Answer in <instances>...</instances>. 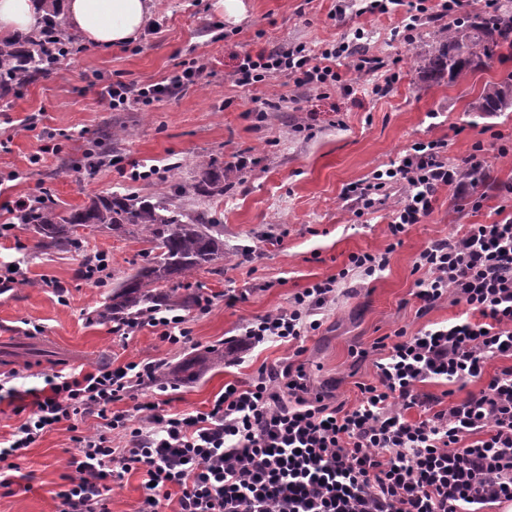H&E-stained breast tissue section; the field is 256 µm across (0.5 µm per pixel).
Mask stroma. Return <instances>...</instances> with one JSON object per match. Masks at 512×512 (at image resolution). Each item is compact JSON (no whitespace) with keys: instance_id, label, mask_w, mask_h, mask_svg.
Wrapping results in <instances>:
<instances>
[{"instance_id":"stroma-1","label":"stroma","mask_w":512,"mask_h":512,"mask_svg":"<svg viewBox=\"0 0 512 512\" xmlns=\"http://www.w3.org/2000/svg\"><path fill=\"white\" fill-rule=\"evenodd\" d=\"M244 2L245 17L230 24L215 0H155L151 25L136 43L109 50L81 43L53 74L0 97V175L6 177L0 185V224L17 202L33 195L63 211L110 192L159 198L175 184L193 182L203 163L246 162L224 196L180 200L184 209L205 210L224 226L223 260L189 281L210 299V310L188 311L190 338L181 344L163 341L147 325L125 335L88 318L105 287L116 286L142 264L145 245L137 233L84 228L80 245L68 252L41 248L24 224L17 225L14 238L0 239V259L22 261L26 272L24 281L0 294V380L27 389L42 386L44 375L55 371L76 374L131 360L176 368L219 348L235 351L237 362L180 382L168 392L166 412L208 410L225 383L298 362L310 376L312 392L330 391L333 403L351 408L360 398L358 383L376 379L373 358L361 357V350L397 329L413 333L464 312V305L445 300L416 316L413 263L428 241L496 220L501 199L493 186L512 182V157L488 156L491 188L481 209L442 191L430 217L413 225L392 252L387 269L326 308L319 334L304 339L303 353L277 342L243 344L249 322L287 308L296 292L336 274L350 253L386 249L388 215L403 199V189L393 187L384 206L358 218L341 197L346 184L367 178L419 140H447L448 159L458 164L482 139L485 126L512 136V112L485 119L468 109L486 84L512 73V56L494 58L456 82L432 84L414 58L434 42L436 25L419 28L407 44L391 37L401 20L397 14L352 9L336 20V0ZM358 28L370 52L400 75L387 94L373 93L371 77L353 80L350 93L326 96L285 75L246 88L232 78L245 54L295 42L315 49ZM193 61L206 66L208 78L162 102L115 112L101 96L109 82H160ZM257 109L264 110V122L254 120ZM107 131L111 153L96 167L86 166L85 155L98 150ZM36 153L40 162L30 164ZM153 166L159 175L132 178V170ZM249 249L256 253L250 262ZM97 253L109 260L103 287L80 275L83 258ZM245 285L246 299L227 306L225 291ZM94 424L91 418L75 425L63 421L47 430L19 458L20 479L0 487V512H56L66 461L75 450L73 431ZM111 488L109 512H138L141 473L114 475Z\"/></svg>"}]
</instances>
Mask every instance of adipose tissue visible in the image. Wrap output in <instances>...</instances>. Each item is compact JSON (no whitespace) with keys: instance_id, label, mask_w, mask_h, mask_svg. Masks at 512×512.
I'll return each instance as SVG.
<instances>
[{"instance_id":"obj_1","label":"adipose tissue","mask_w":512,"mask_h":512,"mask_svg":"<svg viewBox=\"0 0 512 512\" xmlns=\"http://www.w3.org/2000/svg\"><path fill=\"white\" fill-rule=\"evenodd\" d=\"M53 6L86 42L109 49L139 39L152 16L153 0H0V37L36 32Z\"/></svg>"}]
</instances>
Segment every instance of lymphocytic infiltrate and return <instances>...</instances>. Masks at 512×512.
I'll return each mask as SVG.
<instances>
[{"label":"lymphocytic infiltrate","mask_w":512,"mask_h":512,"mask_svg":"<svg viewBox=\"0 0 512 512\" xmlns=\"http://www.w3.org/2000/svg\"><path fill=\"white\" fill-rule=\"evenodd\" d=\"M402 11L393 38L411 42L427 0H371L368 11ZM325 43L311 52L297 43L257 56H244L236 83L250 87L285 74L309 90L326 94L351 85L340 68L352 61L358 76L381 71L379 57L355 54L354 40ZM205 67L191 64L161 82L103 88L110 108L150 105L173 90L200 84ZM512 153L504 136L475 142L463 164L448 161L442 139L415 142L370 177L348 183L341 196L356 216L384 205L392 186H402L403 203L392 210L387 233L394 245L433 211L441 189L480 209L477 173L489 151ZM389 251L353 253L336 274L296 293L288 309L269 313L246 327L251 346L296 343L322 326V310L348 295L352 280L384 271ZM413 295L418 314L447 300L465 304L462 316L416 333L395 330L393 343L372 349L376 381L360 384L350 409L307 398V386L291 368L260 369L247 383L230 382L208 411L168 414L145 403V416L132 421L116 410L133 387H157L159 366L130 361L78 374L46 375L43 388L11 387L10 400L32 396L31 409L10 437L0 439V487L14 484L17 457L41 434L74 417L100 420L75 435L76 451L66 462L57 512H108L114 472L142 473L145 497L139 512H483L491 503L512 502V365L485 376L488 361L512 358V215L472 224L452 238L430 240L417 254ZM481 381L478 391L440 407L422 384ZM418 419H408L409 410ZM126 444L115 448L109 433Z\"/></svg>","instance_id":"1"}]
</instances>
